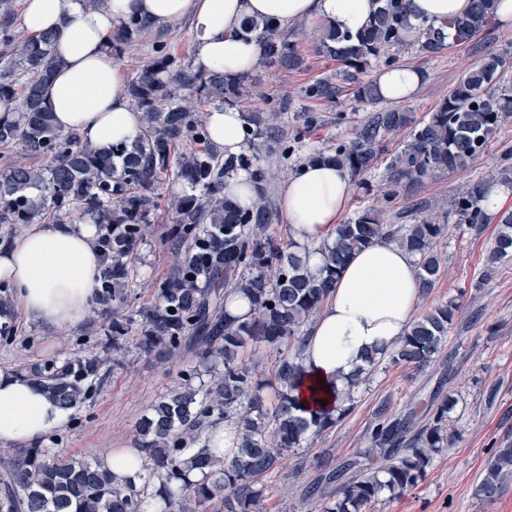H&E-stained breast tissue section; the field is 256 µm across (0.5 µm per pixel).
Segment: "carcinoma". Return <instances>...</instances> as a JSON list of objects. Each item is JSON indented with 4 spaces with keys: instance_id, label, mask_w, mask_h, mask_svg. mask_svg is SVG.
<instances>
[{
    "instance_id": "carcinoma-1",
    "label": "carcinoma",
    "mask_w": 512,
    "mask_h": 512,
    "mask_svg": "<svg viewBox=\"0 0 512 512\" xmlns=\"http://www.w3.org/2000/svg\"><path fill=\"white\" fill-rule=\"evenodd\" d=\"M378 8L362 33L351 36L332 25L314 32L315 51L336 61L338 75L357 84L360 98L380 100L375 81H359L371 64L390 68L406 45L411 27L410 0H376ZM495 0H473L471 10L439 26L422 24L417 43L429 55L451 44L471 41L496 20ZM152 28L132 17L109 39L106 50ZM241 32L261 44L262 59L278 67L303 63L288 31L270 20L248 19ZM56 34L28 35L17 29L10 0H0V103H20L11 119H0V240H8L27 224L61 222L77 214L93 224L112 225V256L99 279L97 313L109 319L102 354L29 361L16 373L38 384L65 409L84 403L95 381L106 373L108 353L125 349L138 332L139 350L167 361L176 353L191 355L192 369L181 382L157 398L134 426L132 447L143 454L133 481L109 470L100 458H78L42 445L8 448L0 454V512H262L266 480L283 466L288 454L310 448L353 408L354 393L370 383L384 362L423 368L441 354L458 305L433 307L415 320L389 351L348 378L347 389L335 392L336 406L323 408L322 386L304 375L302 351L306 326L333 288L338 274L356 251L381 239L399 244L415 256L424 291L440 276L441 259L434 249L445 232L434 214L441 210L459 224H486L495 217L499 231L490 263L512 256V210L488 214L487 187L439 201L420 211L414 224H389L384 212L367 206L336 225L316 248L322 265L310 266L309 247L282 242L269 232L272 215L258 201L241 205L224 197V180L239 170L256 183L273 173L259 165L256 140L275 135L283 109L247 112V149L228 158L210 142L199 116L201 105L234 106L248 96L249 74L207 75L173 54L162 38L127 84V94L143 113V126L132 142L108 151L83 144L74 133L59 130L45 103V90L59 66L53 53ZM512 59L490 54L470 68L454 89L419 123L399 108L379 109L354 127L352 140L312 151L307 161H328L352 176L376 169L389 136L412 127L387 168L388 181L421 183L436 171L466 167L485 148L495 126L512 115V89L498 86ZM196 89L200 98L175 95L169 79ZM340 88L319 78L303 90L306 98L333 100ZM182 141L203 145L182 153ZM20 148L23 156L14 153ZM169 177L191 193L173 195L167 207L177 214L170 236L181 241L175 270L158 289L155 302L139 311L141 323L124 304L131 275L130 256L145 235V219L157 200L156 186ZM209 224L212 230H201ZM246 300L250 311L232 316L230 298ZM12 296L0 294V340L11 342L17 329ZM278 356L271 375L254 359L261 346ZM316 407L306 418L300 393ZM455 398L431 405L428 420L416 421L408 408L380 413L363 456L357 462L324 468L305 486L302 500L312 512H371L424 481L435 459L455 442L450 412ZM230 429L225 455L213 448L206 429L218 422ZM512 484V445L494 450L476 490L481 500H494Z\"/></svg>"
}]
</instances>
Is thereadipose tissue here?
<instances>
[{
  "mask_svg": "<svg viewBox=\"0 0 512 512\" xmlns=\"http://www.w3.org/2000/svg\"><path fill=\"white\" fill-rule=\"evenodd\" d=\"M26 33L54 30V53L61 65L45 92L56 125L83 143L107 148L134 140L141 114L131 104L120 68L105 45L130 17L154 25L188 19L194 65L204 72L244 73L260 57L257 42L237 34L246 18H272L288 25L318 20L358 34L366 26L371 0H110L107 10L87 0H24ZM407 66L376 78L384 101L411 99L421 84ZM212 142L224 154L246 146L242 110L226 106L208 112ZM350 175L331 164L303 165L285 180L280 213L302 244L327 238L339 224L352 193ZM94 225L84 221L29 225L0 244V280L11 285L29 319L57 329L80 321L95 301L101 255ZM423 298L415 258L396 243L381 241L354 253L314 319L302 353L313 378L342 388L366 358L391 349L412 324ZM66 411L14 371L0 369V442H42L65 423Z\"/></svg>",
  "mask_w": 512,
  "mask_h": 512,
  "instance_id": "1",
  "label": "adipose tissue"
}]
</instances>
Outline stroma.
Masks as SVG:
<instances>
[{
	"instance_id": "35a3bbf8",
	"label": "stroma",
	"mask_w": 512,
	"mask_h": 512,
	"mask_svg": "<svg viewBox=\"0 0 512 512\" xmlns=\"http://www.w3.org/2000/svg\"><path fill=\"white\" fill-rule=\"evenodd\" d=\"M310 29L307 22L288 28L304 57L302 68L291 71L257 63L248 98L249 106L257 109L282 102L287 105L280 122L281 137L267 142L260 154L261 166L274 171L275 176L258 190L274 214L270 232L285 241L293 234L277 215L282 183L298 170L307 153L348 140L352 127L372 111L347 84L335 102L305 98L303 87L336 74L335 61L314 53ZM484 53L512 58V28L495 25L489 32L478 34L473 43L452 46L432 57L420 54L416 43H408L399 55V64L416 66L425 75L416 95L405 103L414 119L427 118ZM310 114L317 121L309 128L305 118ZM286 141L292 146L287 154L282 151ZM401 146V138L388 140L377 168L365 175L363 183L354 185L345 219L354 218L361 208L384 198L390 223L411 224L417 217V202L448 200L478 184L498 182L502 173H512V117L495 127L484 151L464 169L395 188L387 183L385 171ZM438 221L447 227L435 243L442 275L419 310L424 313L451 300L458 303V317L442 353L421 370L402 364L379 368L370 385L358 391L353 409L336 427L313 447L290 454L283 469L269 481L263 512H301V491L316 478L317 461L336 465L360 459L379 412L396 414L409 407L422 412L434 397L450 395L458 400L452 412L454 446L434 462L423 482L377 505L375 512H512V486L493 501L474 495L491 453L512 443V257L497 263L491 277L482 278L495 245L496 223L474 227L443 214ZM175 222L167 206L150 212L147 236L134 249L127 308L150 306L157 288L171 275L178 244L169 239L168 231ZM16 324L14 343H0L2 369L70 353H100L106 322L90 310L82 322L63 329L45 328L22 313ZM189 364V357L182 354L173 363L161 365L136 347H129L109 365L96 393L72 410L62 428L53 431L46 447L58 446L87 457L105 448L129 447L136 421L158 396L177 386L180 371Z\"/></svg>"
}]
</instances>
